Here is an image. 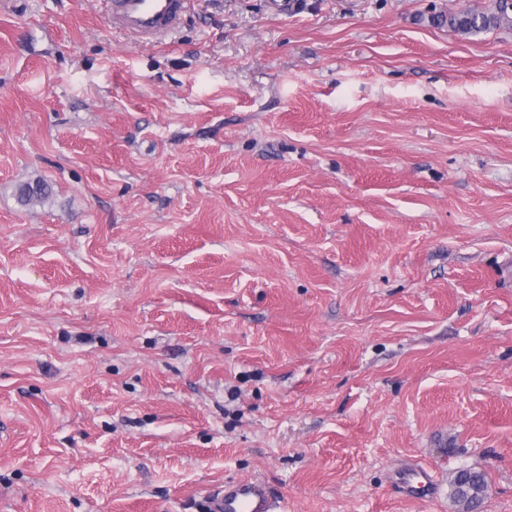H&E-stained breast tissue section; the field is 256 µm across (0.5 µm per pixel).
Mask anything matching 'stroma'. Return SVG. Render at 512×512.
<instances>
[{"mask_svg":"<svg viewBox=\"0 0 512 512\" xmlns=\"http://www.w3.org/2000/svg\"><path fill=\"white\" fill-rule=\"evenodd\" d=\"M287 3L0 0V512H512V29ZM109 22L135 34L158 39L185 11L188 0H110ZM488 481L484 472L474 469H460L448 481L449 496L458 507L468 497L471 487H477L483 492L482 498H471L469 501L471 512L480 508ZM197 510L206 512H283L281 503L265 483L239 479L224 490L202 499Z\"/></svg>","mask_w":512,"mask_h":512,"instance_id":"35a3bbf8","label":"stroma"}]
</instances>
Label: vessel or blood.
Returning a JSON list of instances; mask_svg holds the SVG:
<instances>
[{"label":"vessel or blood","mask_w":512,"mask_h":512,"mask_svg":"<svg viewBox=\"0 0 512 512\" xmlns=\"http://www.w3.org/2000/svg\"><path fill=\"white\" fill-rule=\"evenodd\" d=\"M188 0H110L112 25L156 39L167 34L185 11ZM201 512H283L281 503L265 483L240 479L199 503Z\"/></svg>","instance_id":"1"}]
</instances>
